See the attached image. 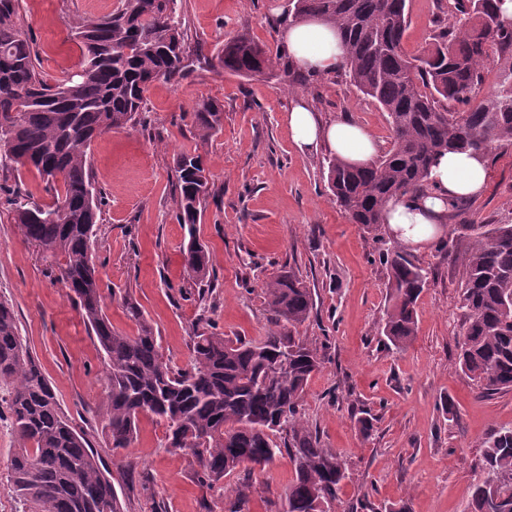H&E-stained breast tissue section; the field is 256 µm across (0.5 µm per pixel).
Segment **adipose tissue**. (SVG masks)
Here are the masks:
<instances>
[{
    "label": "adipose tissue",
    "instance_id": "adipose-tissue-1",
    "mask_svg": "<svg viewBox=\"0 0 512 512\" xmlns=\"http://www.w3.org/2000/svg\"><path fill=\"white\" fill-rule=\"evenodd\" d=\"M279 39L283 52L303 72L326 75L335 72L344 47L335 26L318 18H306L284 27ZM297 149L313 155L328 149L352 165L369 163L378 143L363 127L341 119L323 122L312 106L297 99L284 116ZM485 157L467 151H451L440 157L430 173L426 193L390 201L384 210L386 231L405 246H423L440 234L448 222L449 204L479 195L486 184Z\"/></svg>",
    "mask_w": 512,
    "mask_h": 512
}]
</instances>
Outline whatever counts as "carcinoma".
Here are the masks:
<instances>
[{
	"mask_svg": "<svg viewBox=\"0 0 512 512\" xmlns=\"http://www.w3.org/2000/svg\"><path fill=\"white\" fill-rule=\"evenodd\" d=\"M298 19L336 24L344 44L345 80L387 114L390 148L365 166L328 159L334 202L369 231L381 230L386 204L429 187L435 160L449 150L489 156L512 144V20L501 0H453V23L435 25L429 47L415 56L402 48L408 0H292ZM77 70L50 83L19 17V0H0V173H36L51 202L31 200L22 182L0 191L29 202L15 210L23 239L60 271L98 343L106 397L100 409L104 446L133 447L137 422L149 414L165 427V448L191 457L196 481L214 487L224 477L263 469L285 455L293 477L281 512H336L348 479L339 454L302 418V403L322 366L317 347L299 335L314 294L288 268L263 287L274 329L258 340L229 339L193 329L192 363L171 367L160 336L133 298L123 306L133 336L115 330L92 262L101 197L91 173L92 143L112 130L146 125V94L164 78H181L192 65L178 0H121L116 10L81 19ZM509 65L485 97L477 94L493 59ZM278 57L246 33L224 42L219 65L250 78L275 67ZM224 112L204 101L191 113L198 139L222 130ZM177 220L187 227L188 280H210L208 247L196 236L208 196L205 156L181 154L174 168ZM55 212L59 221L44 215ZM451 238L461 268L458 342L461 371L482 398L512 391V224H463ZM388 274L382 333L404 348L417 332V302L426 269L401 249L380 256ZM0 405L20 448L8 478L22 512H78L81 493H94L120 512L112 476L63 412L55 391L21 336L13 305L0 298ZM284 435L283 444L274 436ZM484 479L469 512H512V428H490L483 441ZM251 484L242 480L224 512H250Z\"/></svg>",
	"mask_w": 512,
	"mask_h": 512,
	"instance_id": "1",
	"label": "carcinoma"
}]
</instances>
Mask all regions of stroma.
<instances>
[{
  "label": "stroma",
  "instance_id": "stroma-1",
  "mask_svg": "<svg viewBox=\"0 0 512 512\" xmlns=\"http://www.w3.org/2000/svg\"><path fill=\"white\" fill-rule=\"evenodd\" d=\"M283 0H180L194 52L179 82L158 80L147 93L150 129L107 133L89 161L103 203L95 263L105 312L115 329L135 334L120 297L130 293L161 338L171 365L189 367L190 337L199 314L212 331L256 339L271 327L262 284L282 267H297L313 288L315 306L301 327L324 357L311 379L302 412L310 428L343 459L350 474L343 506L366 504L384 512L407 501L409 512H465L482 482L483 440L492 427H512V392L486 399L458 365L461 273L436 244L411 249L429 272L418 301L415 340L398 350L380 334L387 305V271L379 254L393 247L351 223L331 201L324 156L302 154L283 116L294 99L288 72L275 67L249 79L224 72L217 55L226 37L244 31L279 50V33L292 14ZM449 0H410L406 54L431 41L434 22L447 18ZM120 0H21L26 30L42 69L57 80L76 69L80 51L72 26ZM323 120L347 117L390 147L386 117L377 104L330 74L303 93ZM211 100L224 110L222 130L199 142L190 114ZM199 150L210 171L208 205L197 234L212 257L216 287L200 299L184 274L186 229L176 220L174 167L180 154ZM459 224H512V145L493 149L483 193L464 200L443 237ZM0 296L14 306L20 334L51 381L62 410L98 449L112 472L123 512H205L223 503L242 473L220 486H199L191 460L168 452L165 427L138 420L133 447L104 448L99 410L105 397L97 341L60 281L57 265L26 243L13 208L0 200ZM375 419L371 439L352 416ZM292 478L277 458L252 476L251 512H277Z\"/></svg>",
  "mask_w": 512,
  "mask_h": 512
}]
</instances>
